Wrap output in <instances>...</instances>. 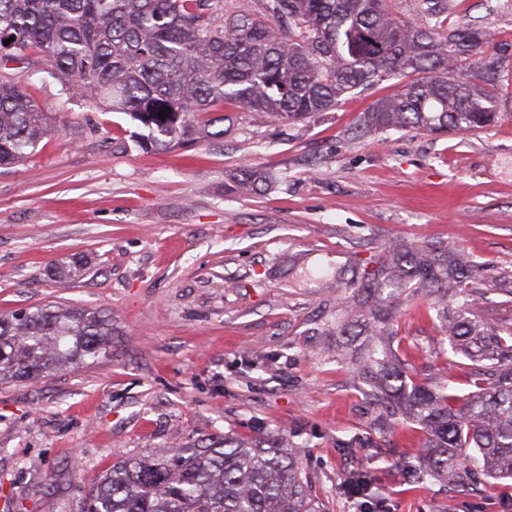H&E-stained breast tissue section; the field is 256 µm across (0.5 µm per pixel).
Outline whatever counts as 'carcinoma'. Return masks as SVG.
<instances>
[{"instance_id": "obj_1", "label": "carcinoma", "mask_w": 512, "mask_h": 512, "mask_svg": "<svg viewBox=\"0 0 512 512\" xmlns=\"http://www.w3.org/2000/svg\"><path fill=\"white\" fill-rule=\"evenodd\" d=\"M207 0H0V60L35 57L39 71L72 95L124 112L144 145L167 147L211 131L215 113L241 107L260 120L302 121L342 97L400 74L408 81L376 100L347 129L350 140L408 128L443 134L480 130L497 117L504 67L475 22L445 26L448 0H417L422 23L395 17L389 0H262L263 17L233 13L216 25ZM14 41L4 44L9 38ZM165 118H159V112ZM47 116L21 82L0 74V166L27 159L47 135ZM267 176L243 169L249 191ZM366 276L349 269L336 335L363 336L353 362L380 427L411 422L428 435L424 455L404 458L410 485L441 478L465 488L512 478V326L486 328L473 311L474 264L463 252L396 244ZM88 261L56 267L67 281ZM434 311L453 354L474 368L465 395L406 371L394 348L401 297ZM112 347L106 310L37 307L0 318V379L30 380L89 365ZM344 494L382 512L370 476L349 473ZM84 512H321L296 452L274 444H187L128 456L101 475Z\"/></svg>"}]
</instances>
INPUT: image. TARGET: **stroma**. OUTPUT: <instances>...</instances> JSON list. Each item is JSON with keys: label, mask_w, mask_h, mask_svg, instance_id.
I'll list each match as a JSON object with an SVG mask.
<instances>
[{"label": "stroma", "mask_w": 512, "mask_h": 512, "mask_svg": "<svg viewBox=\"0 0 512 512\" xmlns=\"http://www.w3.org/2000/svg\"><path fill=\"white\" fill-rule=\"evenodd\" d=\"M451 3L448 22L481 20L503 57L499 117L475 133L348 140L361 112L400 90L396 76L291 124L228 105L224 136L144 150L128 114L13 63L51 130L0 167V316L105 308L113 338L91 365L0 381V512H81L119 458L226 437L296 449L325 512H359L341 490L356 470L388 512H512L511 479L403 484L398 461L424 437L401 424L371 444L375 411L327 333L345 288L307 274L400 242L448 246L484 276L478 318L512 325V0ZM245 167L269 182L243 190ZM76 254L87 273L58 282L54 267ZM398 327L418 379L469 392L471 363L449 359L435 316Z\"/></svg>", "instance_id": "35a3bbf8"}]
</instances>
